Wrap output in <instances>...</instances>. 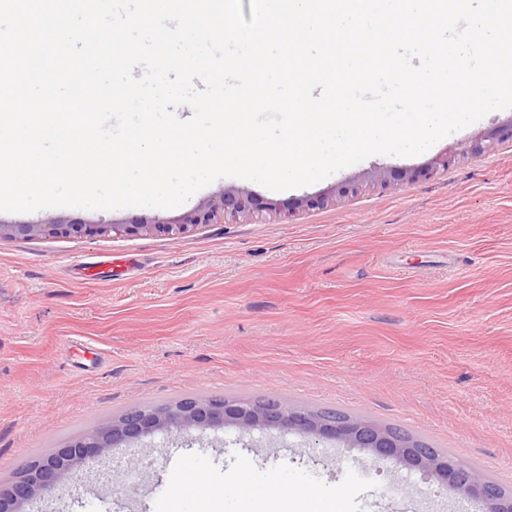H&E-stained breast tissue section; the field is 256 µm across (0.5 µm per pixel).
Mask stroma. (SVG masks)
Instances as JSON below:
<instances>
[{
    "label": "stroma",
    "instance_id": "stroma-1",
    "mask_svg": "<svg viewBox=\"0 0 512 512\" xmlns=\"http://www.w3.org/2000/svg\"><path fill=\"white\" fill-rule=\"evenodd\" d=\"M494 111L413 157L374 155L301 188L222 178L173 209L0 212V224L174 221L226 188L320 208L180 234L0 239V485L139 409L185 398L273 399L396 427L512 492V143L461 144ZM435 166L394 188L375 170ZM24 512H205L186 467L224 485V512L274 483L279 512H482L394 460L297 432L226 426L111 449Z\"/></svg>",
    "mask_w": 512,
    "mask_h": 512
}]
</instances>
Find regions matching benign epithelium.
<instances>
[{
    "mask_svg": "<svg viewBox=\"0 0 512 512\" xmlns=\"http://www.w3.org/2000/svg\"><path fill=\"white\" fill-rule=\"evenodd\" d=\"M505 141H512V122L499 126L488 136V141L471 143L462 153H483ZM432 173L433 167L427 166L383 173L378 180L383 186L396 187L403 181L428 178ZM260 208L274 212L280 210L279 203L272 201L259 206L258 200L243 188H225L174 222L82 224L54 220L37 224H0V237L61 235L82 238L110 233L136 235L142 232L178 235L199 225L211 224L224 216L246 218ZM223 425H232L244 431L256 428L297 431L315 442L330 440L349 447L364 448L378 459L392 458L408 469L419 470L435 478L441 485L468 499L483 503L484 512H512L511 498L503 496L494 484L485 481L480 474L464 469L454 456L426 448L368 421L350 418L336 422L280 402L258 404L217 398L194 399L150 412L128 413L111 425L67 444L28 467L12 485L0 487V512H22L24 503L54 490L64 475L72 473L88 460L102 457L111 448L130 446L148 436L174 429L202 431Z\"/></svg>",
    "mask_w": 512,
    "mask_h": 512,
    "instance_id": "7a95c632",
    "label": "benign epithelium"
}]
</instances>
